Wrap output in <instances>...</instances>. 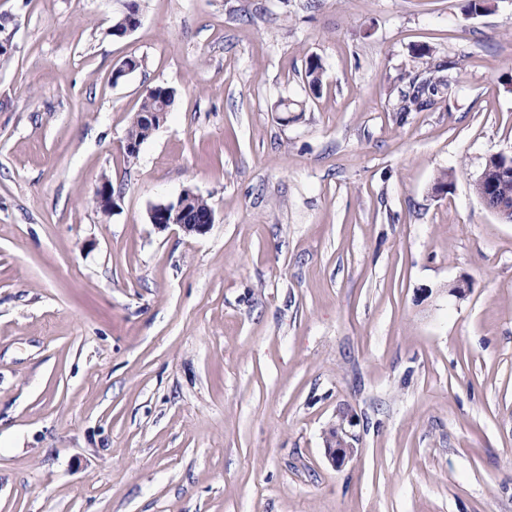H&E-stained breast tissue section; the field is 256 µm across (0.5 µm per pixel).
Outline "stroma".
I'll return each mask as SVG.
<instances>
[{
  "instance_id": "stroma-1",
  "label": "stroma",
  "mask_w": 512,
  "mask_h": 512,
  "mask_svg": "<svg viewBox=\"0 0 512 512\" xmlns=\"http://www.w3.org/2000/svg\"><path fill=\"white\" fill-rule=\"evenodd\" d=\"M127 2L0 0V512H512V0ZM187 189L206 235L150 221ZM440 69L430 71L429 76L420 79L414 76L409 81L407 90L400 92L399 112H421L431 108L438 97L444 94L448 87L447 80L443 76H438L435 72ZM175 99L176 92L170 87L159 85L150 89L137 111L140 113L133 116L128 128L125 139L129 141L125 140L124 142V152L135 156H127V158L135 159L139 151V146L131 141H138L142 144L155 132L152 131L148 125L143 123L140 115L143 114V112H151L147 117L154 127L159 128L163 125L166 113L170 112ZM509 157L510 156L504 154L491 156L486 161L485 166L488 162H490L492 165L500 167H483L481 173L479 174V178L487 185V198H494L496 202L494 207H489L487 201L482 200L484 204L489 209H491L502 221L512 223V208L507 207L504 201L499 202V196L504 189L509 176L512 178V164L508 163L507 165H504ZM480 180L474 179L473 181V189L478 197L485 193V186ZM355 424L354 418L342 415L325 434V457L334 468L342 467L356 452V435L350 430Z\"/></svg>"
}]
</instances>
